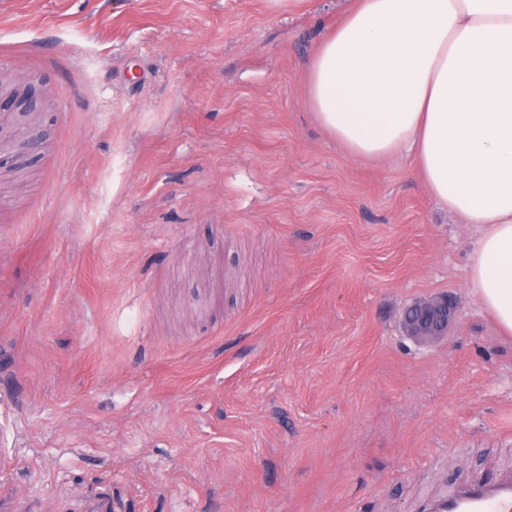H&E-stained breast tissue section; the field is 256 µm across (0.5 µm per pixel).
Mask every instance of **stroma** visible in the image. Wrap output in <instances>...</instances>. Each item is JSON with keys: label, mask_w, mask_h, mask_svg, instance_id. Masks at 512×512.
Listing matches in <instances>:
<instances>
[{"label": "stroma", "mask_w": 512, "mask_h": 512, "mask_svg": "<svg viewBox=\"0 0 512 512\" xmlns=\"http://www.w3.org/2000/svg\"><path fill=\"white\" fill-rule=\"evenodd\" d=\"M347 5L0 0L44 100L0 111V512H420L512 468L481 226L307 103ZM454 314L447 297H434L412 306L405 315V326L412 336H436L442 334Z\"/></svg>", "instance_id": "obj_1"}]
</instances>
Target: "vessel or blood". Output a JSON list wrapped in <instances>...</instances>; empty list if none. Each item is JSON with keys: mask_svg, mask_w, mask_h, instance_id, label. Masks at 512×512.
Masks as SVG:
<instances>
[{"mask_svg": "<svg viewBox=\"0 0 512 512\" xmlns=\"http://www.w3.org/2000/svg\"><path fill=\"white\" fill-rule=\"evenodd\" d=\"M423 512H512V470L456 482L426 499Z\"/></svg>", "mask_w": 512, "mask_h": 512, "instance_id": "obj_1", "label": "vessel or blood"}]
</instances>
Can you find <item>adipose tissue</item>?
Returning a JSON list of instances; mask_svg holds the SVG:
<instances>
[{
  "label": "adipose tissue",
  "instance_id": "1",
  "mask_svg": "<svg viewBox=\"0 0 512 512\" xmlns=\"http://www.w3.org/2000/svg\"><path fill=\"white\" fill-rule=\"evenodd\" d=\"M308 85L348 153L407 154L432 196L482 225L470 284L512 334V0H352Z\"/></svg>",
  "mask_w": 512,
  "mask_h": 512
}]
</instances>
